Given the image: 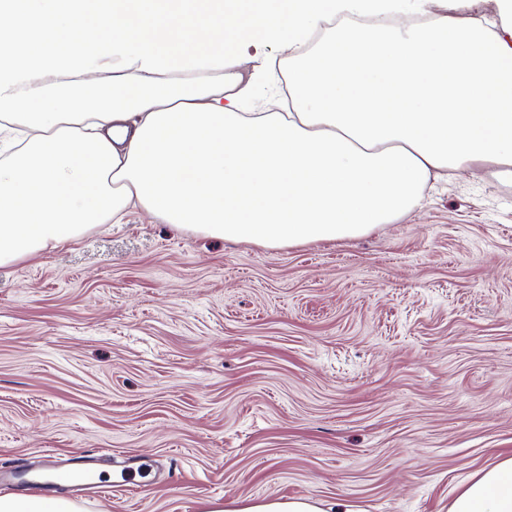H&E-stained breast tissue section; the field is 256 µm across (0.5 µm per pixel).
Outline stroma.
<instances>
[{"label":"stroma","mask_w":512,"mask_h":512,"mask_svg":"<svg viewBox=\"0 0 512 512\" xmlns=\"http://www.w3.org/2000/svg\"><path fill=\"white\" fill-rule=\"evenodd\" d=\"M163 460L82 512H448L512 454V184L451 173L353 240L265 249L136 213L0 267V466ZM323 502L311 497H301L288 501L263 500L247 503L236 508H223L221 504H211L209 512H365L357 504L339 501L323 506ZM336 510V511H334Z\"/></svg>","instance_id":"stroma-1"}]
</instances>
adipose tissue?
<instances>
[{
	"label": "adipose tissue",
	"instance_id": "obj_1",
	"mask_svg": "<svg viewBox=\"0 0 512 512\" xmlns=\"http://www.w3.org/2000/svg\"><path fill=\"white\" fill-rule=\"evenodd\" d=\"M389 26L397 0H0V266L132 211L267 248L366 236L448 171L512 183V0ZM288 52L292 109L250 43ZM112 100L86 96L98 80ZM209 512H362L301 497ZM448 512H512V455Z\"/></svg>",
	"mask_w": 512,
	"mask_h": 512
}]
</instances>
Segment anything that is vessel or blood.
I'll return each instance as SVG.
<instances>
[{
  "mask_svg": "<svg viewBox=\"0 0 512 512\" xmlns=\"http://www.w3.org/2000/svg\"><path fill=\"white\" fill-rule=\"evenodd\" d=\"M165 470L164 463L154 457L116 456L101 450L56 460L30 458L0 468V486L48 498L62 492L96 498L102 494L103 475L111 476L113 488L127 490L158 483Z\"/></svg>",
  "mask_w": 512,
  "mask_h": 512,
  "instance_id": "b4317fda",
  "label": "vessel or blood"
}]
</instances>
